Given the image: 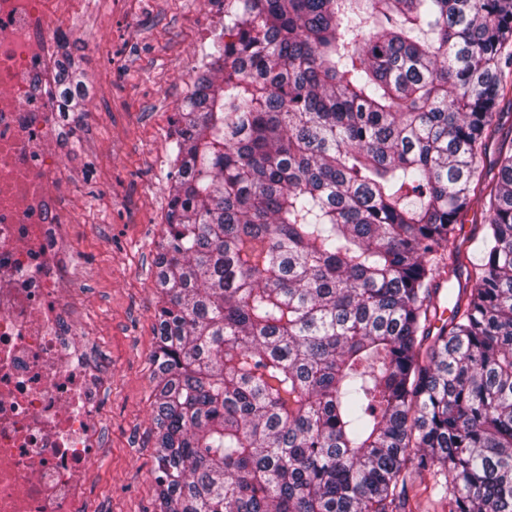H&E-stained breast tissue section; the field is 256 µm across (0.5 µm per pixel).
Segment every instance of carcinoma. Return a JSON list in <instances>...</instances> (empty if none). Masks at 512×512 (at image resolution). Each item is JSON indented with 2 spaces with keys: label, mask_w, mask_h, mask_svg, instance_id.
<instances>
[{
  "label": "carcinoma",
  "mask_w": 512,
  "mask_h": 512,
  "mask_svg": "<svg viewBox=\"0 0 512 512\" xmlns=\"http://www.w3.org/2000/svg\"><path fill=\"white\" fill-rule=\"evenodd\" d=\"M209 57L155 260L156 512H512V0H228ZM481 212L482 203L480 200L474 199L471 201L469 207L464 212L462 222L464 225L463 232L461 235L465 238H471L465 241L464 249L468 251L471 256L472 262L475 264L480 263L482 259V247L480 242L481 234L478 233V229L474 231V228L480 227L481 224Z\"/></svg>",
  "instance_id": "obj_1"
}]
</instances>
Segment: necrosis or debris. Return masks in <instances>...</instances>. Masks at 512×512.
<instances>
[{"label":"necrosis or debris","mask_w":512,"mask_h":512,"mask_svg":"<svg viewBox=\"0 0 512 512\" xmlns=\"http://www.w3.org/2000/svg\"><path fill=\"white\" fill-rule=\"evenodd\" d=\"M62 0H0V512H93L107 384L68 317L52 58Z\"/></svg>","instance_id":"1"}]
</instances>
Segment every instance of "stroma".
<instances>
[{"label": "stroma", "mask_w": 512, "mask_h": 512, "mask_svg": "<svg viewBox=\"0 0 512 512\" xmlns=\"http://www.w3.org/2000/svg\"><path fill=\"white\" fill-rule=\"evenodd\" d=\"M82 113L56 149L72 210L74 306L111 372L92 463L96 512H153V276L168 210L173 114L224 32L206 0H80L69 14Z\"/></svg>", "instance_id": "35a3bbf8"}]
</instances>
